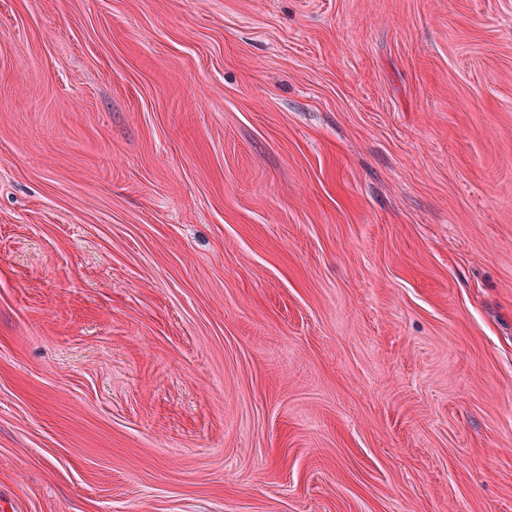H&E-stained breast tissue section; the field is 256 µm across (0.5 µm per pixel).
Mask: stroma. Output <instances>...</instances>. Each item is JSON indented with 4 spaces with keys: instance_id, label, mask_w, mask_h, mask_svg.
I'll list each match as a JSON object with an SVG mask.
<instances>
[{
    "instance_id": "obj_1",
    "label": "stroma",
    "mask_w": 512,
    "mask_h": 512,
    "mask_svg": "<svg viewBox=\"0 0 512 512\" xmlns=\"http://www.w3.org/2000/svg\"><path fill=\"white\" fill-rule=\"evenodd\" d=\"M0 512H512V0H0Z\"/></svg>"
}]
</instances>
